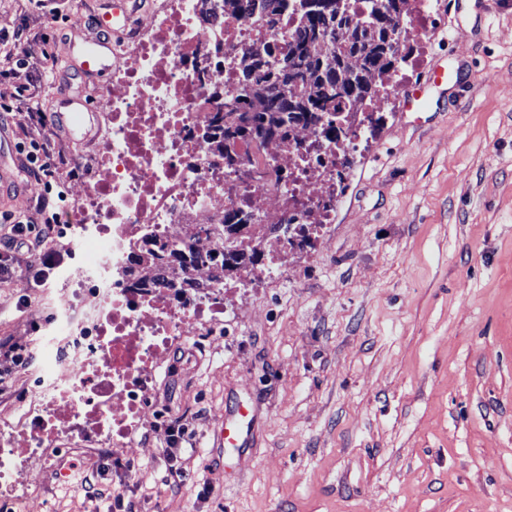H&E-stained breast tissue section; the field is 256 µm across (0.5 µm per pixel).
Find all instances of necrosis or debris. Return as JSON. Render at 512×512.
<instances>
[{
	"label": "necrosis or debris",
	"mask_w": 512,
	"mask_h": 512,
	"mask_svg": "<svg viewBox=\"0 0 512 512\" xmlns=\"http://www.w3.org/2000/svg\"><path fill=\"white\" fill-rule=\"evenodd\" d=\"M435 12L436 0H405L401 41L426 45ZM276 31L223 0H159L149 23L116 43L101 90L96 175L72 217L91 248L73 279L90 284L96 301L79 316L62 302L59 366L17 424L26 444L0 443V503L8 512H34L18 476L37 449L74 440L113 453L126 447L143 423L158 363L186 336L224 318V282L200 278L199 266L170 264L161 283L131 266L144 233L174 249L220 252L224 241L210 229L244 197L256 226L241 243L245 251L267 245L274 225L328 222L342 160L364 140L366 107L347 113L341 143L309 125L263 151L236 141L228 159L205 136L240 52L263 49Z\"/></svg>",
	"instance_id": "1"
}]
</instances>
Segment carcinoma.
Listing matches in <instances>:
<instances>
[{
    "mask_svg": "<svg viewBox=\"0 0 512 512\" xmlns=\"http://www.w3.org/2000/svg\"><path fill=\"white\" fill-rule=\"evenodd\" d=\"M243 17H266L276 27L283 15L296 19L288 33V52L278 56L279 46L262 51L246 50L239 57L235 90L224 98L243 108L236 122L224 121V138L265 141L288 138L292 125L322 123L328 139L339 140L345 132L338 126L348 107L376 93L372 77L396 70L405 60L397 43L403 0H227ZM185 263L196 261L195 253H183L154 240H144L136 264L155 262L165 256ZM257 249L235 250L229 265L226 253L212 262L227 272L245 261L256 262Z\"/></svg>",
    "mask_w": 512,
    "mask_h": 512,
    "instance_id": "carcinoma-1",
    "label": "carcinoma"
}]
</instances>
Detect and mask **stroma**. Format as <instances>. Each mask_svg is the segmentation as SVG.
I'll list each match as a JSON object with an SVG mask.
<instances>
[{
	"instance_id": "35a3bbf8",
	"label": "stroma",
	"mask_w": 512,
	"mask_h": 512,
	"mask_svg": "<svg viewBox=\"0 0 512 512\" xmlns=\"http://www.w3.org/2000/svg\"><path fill=\"white\" fill-rule=\"evenodd\" d=\"M411 82L433 65L455 77L413 121L402 99L354 154L331 223L290 250L283 273L232 271L234 310L161 366L120 459L92 448L44 451L26 479L38 512H512V0H438ZM0 0V37L47 32L53 60L30 91L48 107L96 98L95 80L57 74L88 16L112 0ZM0 164L18 181L22 139L66 155L93 144L0 115ZM69 255L44 284L0 280V338L25 343L28 368L4 374L0 434L54 368L59 299L89 307ZM250 411L244 447L216 443L234 403ZM182 428L180 447L168 446Z\"/></svg>"
}]
</instances>
